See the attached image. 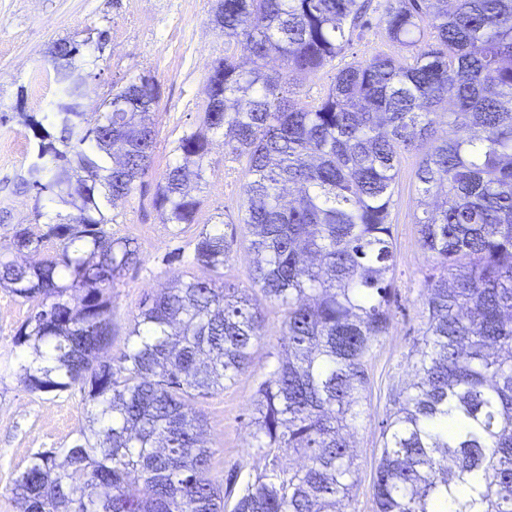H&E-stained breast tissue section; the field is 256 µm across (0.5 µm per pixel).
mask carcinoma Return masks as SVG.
I'll list each match as a JSON object with an SVG mask.
<instances>
[{
  "label": "carcinoma",
  "mask_w": 512,
  "mask_h": 512,
  "mask_svg": "<svg viewBox=\"0 0 512 512\" xmlns=\"http://www.w3.org/2000/svg\"><path fill=\"white\" fill-rule=\"evenodd\" d=\"M371 0H216L211 22L249 63L213 67L202 126L158 184L164 224H193L210 135L246 159L239 223L251 236V293L224 281L230 245L217 228L194 241L205 280L174 279L147 296L112 345V288L141 261L135 240L107 230L109 207L152 167L160 97L154 76L112 85L113 108L78 111L66 84L38 139L39 166L22 189L72 208L44 232L18 224L0 242V287L31 303L15 344L30 392L79 388L93 404L70 446L41 451L14 480L23 512H343L356 483L345 431L361 421L366 363L391 323L392 186L406 152L415 171L425 277L417 377L392 395L373 478L376 512H512V0H386L388 42L345 64L314 105L294 90L370 24ZM89 40L47 52L75 61ZM279 70L267 71L269 60ZM448 135L439 136L441 126ZM60 252L20 263L6 254ZM282 308L281 352L254 400L252 447L263 472L212 476L207 422L191 401L236 380L261 337L260 300ZM454 414L448 437L437 421ZM305 458L297 469L281 454ZM478 478L460 501L452 485Z\"/></svg>",
  "instance_id": "carcinoma-1"
}]
</instances>
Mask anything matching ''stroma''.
Here are the masks:
<instances>
[{
    "label": "stroma",
    "mask_w": 512,
    "mask_h": 512,
    "mask_svg": "<svg viewBox=\"0 0 512 512\" xmlns=\"http://www.w3.org/2000/svg\"><path fill=\"white\" fill-rule=\"evenodd\" d=\"M214 6L215 0H0V210L8 215L6 223L0 224V237L17 224L47 225L62 210L55 201L35 200L17 188L37 153V142L22 116L50 113L61 96L60 85L44 70L45 54L54 42L72 36L88 42L85 55L77 60L78 65L98 72L87 86V112H94L113 81L123 76L148 72L160 87L152 168L112 210L116 222L110 232L135 239L142 263L112 290L115 337L104 352L108 358L118 357L125 349L126 328L139 313L145 295L166 287L176 275L208 277V270L194 262L190 246L200 233L223 225L225 235L233 239L224 279L242 288L249 285V236L238 222L245 162L227 154L222 135L213 137L196 223H162L153 206L158 183L168 166L180 159L179 139L201 125L207 78L214 63L227 52L240 60L246 56L243 45L225 43L212 25ZM99 29L109 32V43L102 51L88 41ZM381 51L401 53L376 21L355 32L343 56L304 81L297 103L308 105L323 96L345 62L363 61ZM420 157L417 151L403 154L393 188L390 222L396 301L389 332L367 364L363 421L350 431L357 454V483L344 512H374L373 476L391 408L389 395L414 378L410 353L423 326L421 284L432 265L416 222L419 194L414 173ZM29 311V302L0 289V512H21L12 493L13 481L33 454L68 447L88 423V406L79 390L32 393L21 385L16 361L21 350L14 337ZM263 317L262 337L249 368L229 388L193 402L207 420L214 450L212 474L219 480L235 465L251 474L264 468V459L251 447L252 400L275 360L284 316L278 305L267 302Z\"/></svg>",
    "instance_id": "35a3bbf8"
}]
</instances>
